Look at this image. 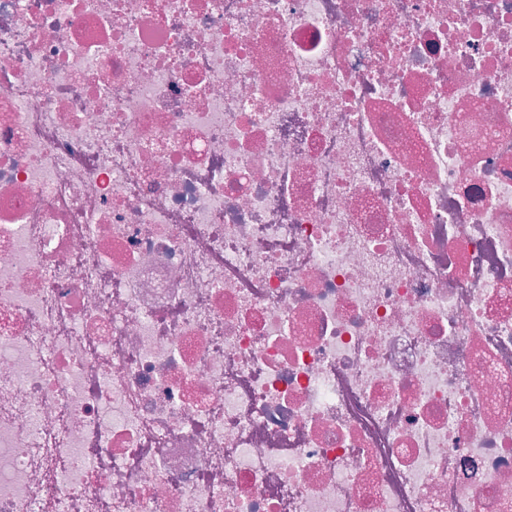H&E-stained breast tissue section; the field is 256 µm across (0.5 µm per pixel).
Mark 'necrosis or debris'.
I'll use <instances>...</instances> for the list:
<instances>
[{
  "instance_id": "necrosis-or-debris-1",
  "label": "necrosis or debris",
  "mask_w": 512,
  "mask_h": 512,
  "mask_svg": "<svg viewBox=\"0 0 512 512\" xmlns=\"http://www.w3.org/2000/svg\"><path fill=\"white\" fill-rule=\"evenodd\" d=\"M0 512H512V0H0Z\"/></svg>"
}]
</instances>
